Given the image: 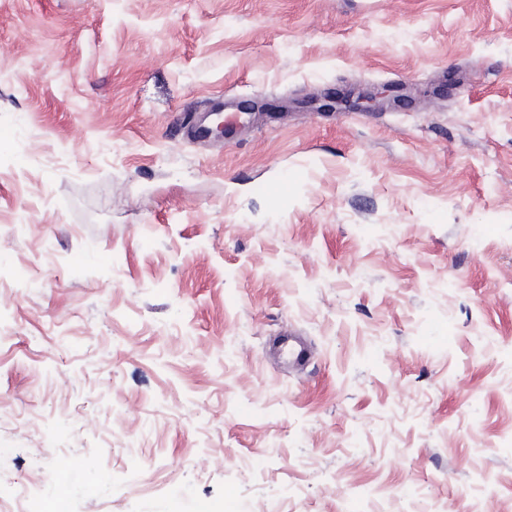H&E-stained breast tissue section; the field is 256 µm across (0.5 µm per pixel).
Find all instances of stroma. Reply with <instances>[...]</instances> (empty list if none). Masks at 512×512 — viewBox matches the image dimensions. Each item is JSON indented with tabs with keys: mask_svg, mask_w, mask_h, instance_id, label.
Wrapping results in <instances>:
<instances>
[{
	"mask_svg": "<svg viewBox=\"0 0 512 512\" xmlns=\"http://www.w3.org/2000/svg\"><path fill=\"white\" fill-rule=\"evenodd\" d=\"M0 445V512H512V0H0Z\"/></svg>",
	"mask_w": 512,
	"mask_h": 512,
	"instance_id": "35a3bbf8",
	"label": "stroma"
}]
</instances>
